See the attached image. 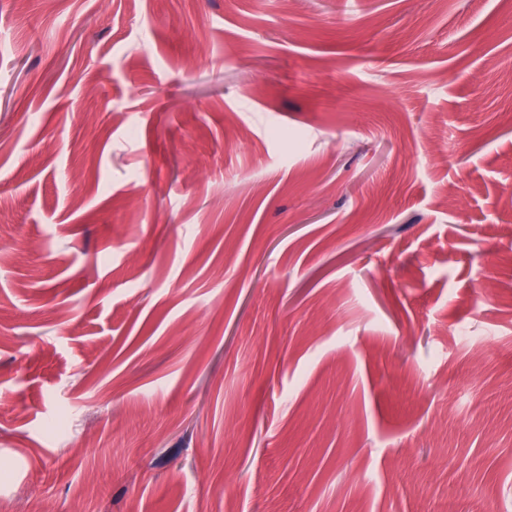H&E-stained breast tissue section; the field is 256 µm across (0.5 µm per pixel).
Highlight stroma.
Segmentation results:
<instances>
[{
    "mask_svg": "<svg viewBox=\"0 0 512 512\" xmlns=\"http://www.w3.org/2000/svg\"><path fill=\"white\" fill-rule=\"evenodd\" d=\"M512 512V0H0V503Z\"/></svg>",
    "mask_w": 512,
    "mask_h": 512,
    "instance_id": "obj_1",
    "label": "stroma"
}]
</instances>
